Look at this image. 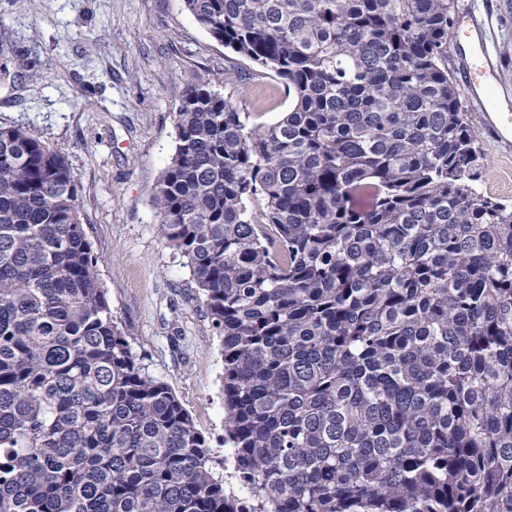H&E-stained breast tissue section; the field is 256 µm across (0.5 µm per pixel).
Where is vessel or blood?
<instances>
[{
    "mask_svg": "<svg viewBox=\"0 0 512 512\" xmlns=\"http://www.w3.org/2000/svg\"><path fill=\"white\" fill-rule=\"evenodd\" d=\"M459 50L469 51L473 64L464 82L470 97L484 106L482 118L491 133L499 140H512V113L499 111L496 105L495 85L497 67L491 58L486 40L475 41L471 36L458 38Z\"/></svg>",
    "mask_w": 512,
    "mask_h": 512,
    "instance_id": "b4317fda",
    "label": "vessel or blood"
}]
</instances>
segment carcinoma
<instances>
[{
  "mask_svg": "<svg viewBox=\"0 0 512 512\" xmlns=\"http://www.w3.org/2000/svg\"><path fill=\"white\" fill-rule=\"evenodd\" d=\"M280 79L188 86L152 192L220 338L223 461L113 315L62 148L0 126V512H512V205L456 0H183ZM0 40V82H14ZM219 88V87H218ZM224 96H231L232 100L244 112H252V119L256 123H271L278 119L281 112H287L291 100L288 99V92L283 84L278 80L267 79L266 84L261 88L257 95L264 99L265 104L256 109L254 106L255 94L241 95L238 92L232 93L233 89L224 85L219 88ZM259 112V113H254Z\"/></svg>",
  "mask_w": 512,
  "mask_h": 512,
  "instance_id": "carcinoma-1",
  "label": "carcinoma"
}]
</instances>
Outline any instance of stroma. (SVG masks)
I'll return each mask as SVG.
<instances>
[{"label": "stroma", "instance_id": "1", "mask_svg": "<svg viewBox=\"0 0 512 512\" xmlns=\"http://www.w3.org/2000/svg\"><path fill=\"white\" fill-rule=\"evenodd\" d=\"M457 8V31L471 14L489 29L497 98L512 109V0H457ZM0 32L38 72L0 82V125L67 148L100 279L133 353L226 456L220 338L188 268L157 235L152 190L185 88L223 71L228 50L181 0H0ZM232 99L258 123L290 105L275 79L258 96ZM467 110L484 153L479 188L512 204V148L496 142L475 102Z\"/></svg>", "mask_w": 512, "mask_h": 512}]
</instances>
